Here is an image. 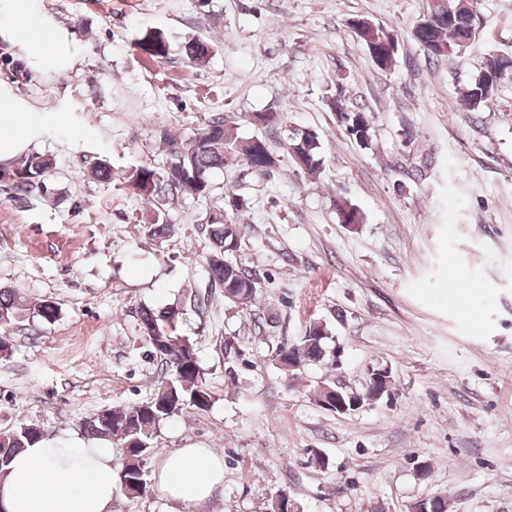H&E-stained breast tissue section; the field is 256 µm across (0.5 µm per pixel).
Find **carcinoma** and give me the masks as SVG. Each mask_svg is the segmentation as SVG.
<instances>
[{
    "label": "carcinoma",
    "mask_w": 512,
    "mask_h": 512,
    "mask_svg": "<svg viewBox=\"0 0 512 512\" xmlns=\"http://www.w3.org/2000/svg\"><path fill=\"white\" fill-rule=\"evenodd\" d=\"M470 16L456 24L439 14L423 15L413 31V39L420 47L424 60L434 64L464 50L471 41ZM375 67L382 71L396 63L397 52L390 51L392 31L380 24L357 33ZM139 55L148 61L164 63L170 59L171 40L161 29H147L135 39ZM211 53L209 44L195 37L183 38L182 55L190 64L204 61ZM512 62V54H493L470 78L461 97L460 107L476 111L499 85L498 74ZM328 108L339 116L348 135L360 146L371 141V125L367 124L368 111L363 106L349 105L340 97H331ZM166 162L163 169L137 166L127 174L128 183L146 200L160 202L184 197H207L213 191L212 177L234 161L240 166L236 190L224 197V205L206 214L201 224L206 231L207 287L224 289V300L236 307H249L259 298V282L254 274L239 264L234 254L239 251L245 225L239 222L240 213L248 207L254 191L262 186L268 173L280 163L279 154L269 142L259 136L243 137L239 127L226 120L224 113H213L204 128L189 139L163 133L161 136ZM322 145L316 133L298 130L284 145L289 156L305 154L302 165L314 174L322 166ZM56 161L50 154L28 152L19 160L0 165V192L10 202L26 207L38 197L58 194L49 184ZM88 178L94 182L112 181V167L105 159L90 164ZM340 222L356 224L360 220L357 208L349 201L336 204ZM147 232L156 237L174 233V225L155 214L146 224ZM61 308L51 299L31 304L12 288H0V355L11 351L10 336L21 329L26 321L51 324L58 320ZM142 336L167 378L154 390L152 396L137 404L124 405L99 411L85 421L84 429L90 435L124 445V463L119 474L121 489L131 497L147 492L144 463L150 450V440L159 426L185 407L207 409L214 395L204 380L194 344L189 338L176 333L178 310L155 312L143 308L139 312ZM328 330L320 323L309 325L297 343L284 344L275 353L278 360H286L294 351L303 353L311 364L326 355L325 339ZM43 439V427L36 423L20 422L8 430L0 431V474L6 470L15 453Z\"/></svg>",
    "instance_id": "cac0c4a2"
}]
</instances>
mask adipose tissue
Here are the masks:
<instances>
[{"instance_id":"adipose-tissue-1","label":"adipose tissue","mask_w":512,"mask_h":512,"mask_svg":"<svg viewBox=\"0 0 512 512\" xmlns=\"http://www.w3.org/2000/svg\"><path fill=\"white\" fill-rule=\"evenodd\" d=\"M10 42L31 59L71 57L65 33L33 15L27 0H0ZM26 114L14 94L0 89V162L22 144L12 133ZM120 467L111 447L77 443H39L15 455L0 476V512H112L120 490ZM224 482V459L209 448H174L160 465L158 484L171 501L201 503Z\"/></svg>"}]
</instances>
